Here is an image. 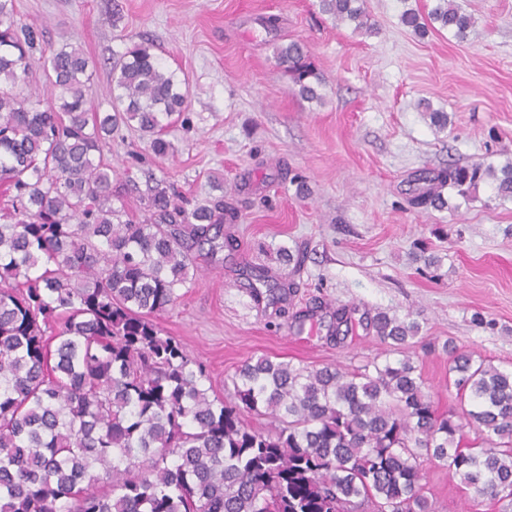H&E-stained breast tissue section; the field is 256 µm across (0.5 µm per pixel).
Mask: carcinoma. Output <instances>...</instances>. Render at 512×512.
Wrapping results in <instances>:
<instances>
[{
  "label": "carcinoma",
  "instance_id": "cac0c4a2",
  "mask_svg": "<svg viewBox=\"0 0 512 512\" xmlns=\"http://www.w3.org/2000/svg\"><path fill=\"white\" fill-rule=\"evenodd\" d=\"M321 12L376 33L364 0H319ZM413 8L403 26L425 31ZM429 20L465 41L474 20L436 0ZM297 93L320 101L321 80L298 41L275 48ZM89 59L71 45L47 52L0 0V183L15 191L0 224V512H434L425 466L458 476L512 512V369L443 345L461 414L439 413L408 356L349 371L248 360L234 397L210 396L204 368L152 317L179 298L202 256L224 242V199L186 211L174 186L146 172L140 224L112 207L103 146L123 126L159 158L164 129L186 108V79L153 45L112 63L111 111L89 117ZM43 73L58 94L33 85ZM491 179L512 199V163L456 166L427 179L416 204L442 208L447 187L470 198ZM255 298L286 292L265 272ZM365 329L396 349L419 324L386 312ZM349 324L331 313L327 333ZM267 416L265 429L245 414ZM477 426L488 447L464 451Z\"/></svg>",
  "mask_w": 512,
  "mask_h": 512
}]
</instances>
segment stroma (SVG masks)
Masks as SVG:
<instances>
[{"mask_svg": "<svg viewBox=\"0 0 512 512\" xmlns=\"http://www.w3.org/2000/svg\"><path fill=\"white\" fill-rule=\"evenodd\" d=\"M459 2L475 19L464 42L435 23L422 36L401 25L404 7L425 14L433 0H366L379 28L371 36L322 13L318 0H16L41 46L70 44L88 57L93 111L110 108L113 59L141 41L188 82L184 118L164 133L167 157L124 129L103 158L127 220L146 216L124 188L148 171L189 205L220 196L236 214L226 227L236 249L154 317L205 366L213 395H233L248 359L350 368L386 354L360 323L377 311L419 323L416 364L441 412L460 409L446 340L512 366V200L484 183L469 201L447 192L442 210L414 203L427 173L512 160V0ZM270 15L273 30L262 23ZM292 40L308 51L323 104L302 99L274 58ZM433 109L447 113V128L432 125ZM283 248L299 251L300 268L279 261ZM253 267L294 282L284 310L251 297ZM324 304L351 312L341 342L318 319L295 325L296 313ZM426 495L435 512H500L432 464Z\"/></svg>", "mask_w": 512, "mask_h": 512, "instance_id": "obj_1", "label": "stroma"}]
</instances>
